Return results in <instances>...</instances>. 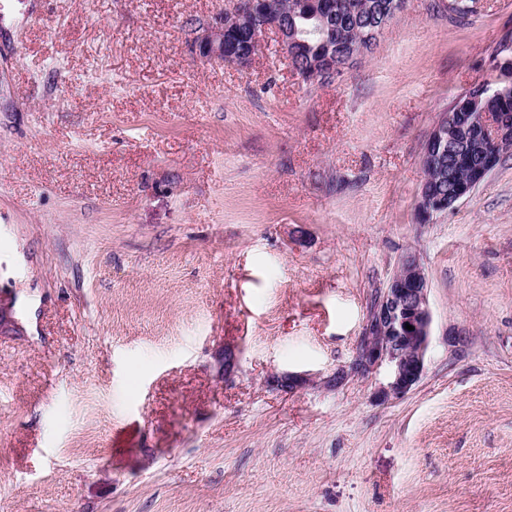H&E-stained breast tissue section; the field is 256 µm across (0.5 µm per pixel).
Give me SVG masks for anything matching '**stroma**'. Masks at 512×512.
Instances as JSON below:
<instances>
[{
	"label": "stroma",
	"instance_id": "35a3bbf8",
	"mask_svg": "<svg viewBox=\"0 0 512 512\" xmlns=\"http://www.w3.org/2000/svg\"><path fill=\"white\" fill-rule=\"evenodd\" d=\"M225 0H0V512H512V156L421 224L420 160L512 0H406L304 81ZM415 252L421 381L337 380Z\"/></svg>",
	"mask_w": 512,
	"mask_h": 512
}]
</instances>
